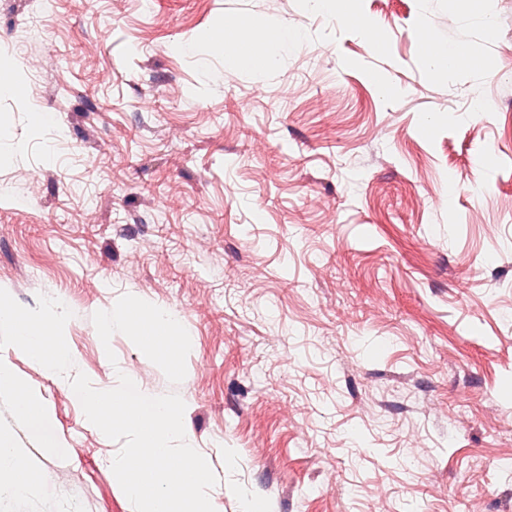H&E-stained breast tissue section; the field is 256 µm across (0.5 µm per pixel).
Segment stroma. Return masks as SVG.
Segmentation results:
<instances>
[{
	"label": "stroma",
	"instance_id": "stroma-1",
	"mask_svg": "<svg viewBox=\"0 0 512 512\" xmlns=\"http://www.w3.org/2000/svg\"><path fill=\"white\" fill-rule=\"evenodd\" d=\"M351 11L0 0V288L72 311L95 388L183 399L215 512H512V0ZM230 19L256 58L280 24L300 39L228 65L206 40ZM427 38L460 47L453 71ZM125 293L178 313V385L102 345L92 316ZM0 361L58 442L0 395L31 477L0 512H134L68 379Z\"/></svg>",
	"mask_w": 512,
	"mask_h": 512
}]
</instances>
